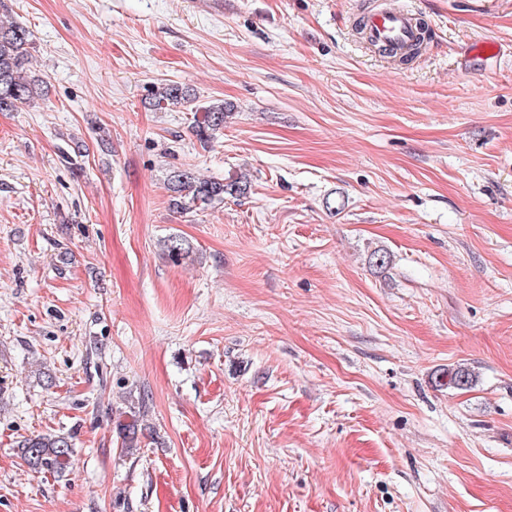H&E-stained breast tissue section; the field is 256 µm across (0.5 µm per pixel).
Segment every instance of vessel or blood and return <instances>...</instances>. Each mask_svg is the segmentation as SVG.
<instances>
[{"label":"vessel or blood","mask_w":512,"mask_h":512,"mask_svg":"<svg viewBox=\"0 0 512 512\" xmlns=\"http://www.w3.org/2000/svg\"><path fill=\"white\" fill-rule=\"evenodd\" d=\"M363 31L370 44L391 47L399 55L407 53L421 36L416 18L403 8H381L369 13Z\"/></svg>","instance_id":"obj_1"}]
</instances>
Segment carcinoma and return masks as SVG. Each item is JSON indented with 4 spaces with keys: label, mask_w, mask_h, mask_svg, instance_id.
I'll list each match as a JSON object with an SVG mask.
<instances>
[{
    "label": "carcinoma",
    "mask_w": 512,
    "mask_h": 512,
    "mask_svg": "<svg viewBox=\"0 0 512 512\" xmlns=\"http://www.w3.org/2000/svg\"><path fill=\"white\" fill-rule=\"evenodd\" d=\"M31 48L30 31L15 22H0V112H19L39 95L41 79L26 77ZM150 100L158 109L168 106H189L195 100L193 90L177 82L153 87ZM230 113L227 105L213 104L202 110L191 131L203 143L215 139L224 129ZM250 182L235 179L226 182L215 177H202L189 169L170 173L168 190L173 207L188 211L224 202V197H243L250 192ZM121 447L130 451L139 447V428L136 416L120 425L118 431ZM21 456L34 469L58 476L65 472L72 454L69 437L63 434H39L19 442Z\"/></svg>",
    "instance_id": "carcinoma-1"
}]
</instances>
